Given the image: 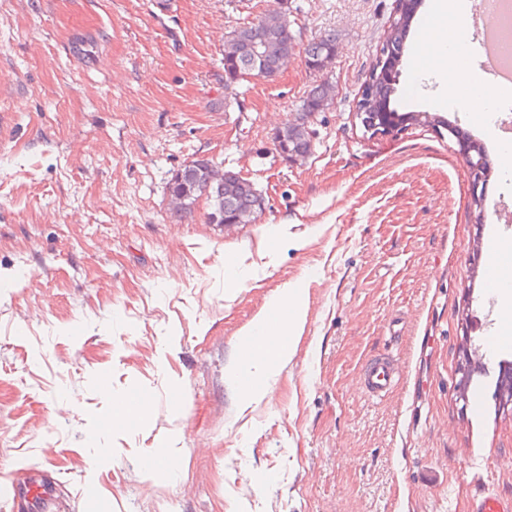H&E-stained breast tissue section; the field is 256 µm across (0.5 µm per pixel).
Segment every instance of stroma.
Returning a JSON list of instances; mask_svg holds the SVG:
<instances>
[{"label": "stroma", "mask_w": 512, "mask_h": 512, "mask_svg": "<svg viewBox=\"0 0 512 512\" xmlns=\"http://www.w3.org/2000/svg\"><path fill=\"white\" fill-rule=\"evenodd\" d=\"M423 0L389 107L355 115L394 0H0V474L59 480L67 512H471L512 497V404L458 397L466 361L512 363V312L487 294L512 269V181L496 165L512 112L491 124L440 106L409 58L445 19ZM285 8L300 44L272 81L225 86L229 32ZM336 33L327 71L302 47ZM336 90L289 165L274 135L312 85ZM491 167L472 201L455 137ZM206 156L254 183L251 224L175 214L173 171ZM299 289L306 322L270 400L242 409V335ZM401 377L360 388L382 354ZM142 418L109 427L114 398ZM179 462L172 478L166 459ZM399 379L394 360L387 355L371 360L365 366L361 388L369 398H381L393 390Z\"/></svg>", "instance_id": "35a3bbf8"}]
</instances>
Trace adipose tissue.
Listing matches in <instances>:
<instances>
[{"instance_id": "1", "label": "adipose tissue", "mask_w": 512, "mask_h": 512, "mask_svg": "<svg viewBox=\"0 0 512 512\" xmlns=\"http://www.w3.org/2000/svg\"><path fill=\"white\" fill-rule=\"evenodd\" d=\"M434 10L436 14L452 17L453 24L436 35L435 50L415 48L412 68L437 77L440 98L445 103L455 101L458 83L469 84L471 91L462 104L463 110L476 118L489 119L493 91L482 87L472 72L457 67V51L468 39L466 19L469 8L466 0H434ZM273 306L282 314L276 339L262 335L258 340H243L235 366L236 372L247 379L239 390L242 403L247 407L270 393L276 370L293 355L305 323L303 303L297 289H281L274 298Z\"/></svg>"}]
</instances>
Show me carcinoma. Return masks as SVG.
I'll return each instance as SVG.
<instances>
[{"instance_id":"obj_1","label":"carcinoma","mask_w":512,"mask_h":512,"mask_svg":"<svg viewBox=\"0 0 512 512\" xmlns=\"http://www.w3.org/2000/svg\"><path fill=\"white\" fill-rule=\"evenodd\" d=\"M284 22L275 28L268 26L267 21L271 14L255 22H250L232 31L235 35L236 45L224 47V73L226 81H240L250 78H263L273 80L277 77L283 65V60L296 52L298 47L297 36L287 20V13H281ZM336 32L327 31L311 40L304 48L307 68L318 73L321 63L329 57L335 56ZM394 81L386 78L378 81L376 90V105L378 110H386L390 94L393 92ZM335 97L334 86L328 82H321L313 86L302 101L300 112L293 120L283 127L284 143L291 152L306 157L312 153V140L308 132V118L322 112L333 104ZM212 161L196 158L192 166L184 169L183 181L168 182L169 195L180 194L187 190L191 192L186 205L175 208V211L184 217L193 214L194 206L199 198L204 197L209 202V208L222 207L224 217L230 222L240 221L248 224L254 220L255 215L261 211V194L257 192L249 180H239L236 173L226 172L227 184L219 186L207 181L205 170Z\"/></svg>"}]
</instances>
